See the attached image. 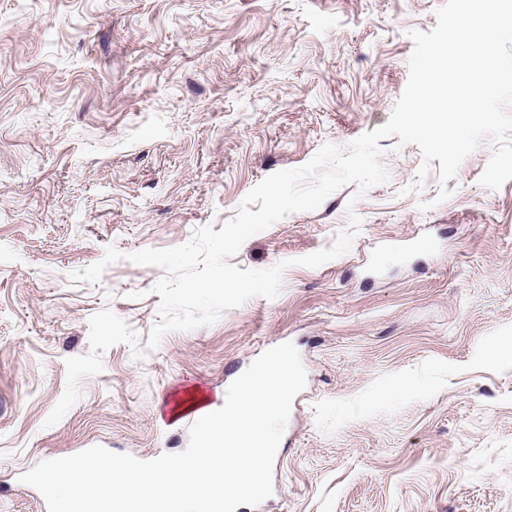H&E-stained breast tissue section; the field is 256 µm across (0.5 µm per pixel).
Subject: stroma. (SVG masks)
Instances as JSON below:
<instances>
[{
    "mask_svg": "<svg viewBox=\"0 0 512 512\" xmlns=\"http://www.w3.org/2000/svg\"><path fill=\"white\" fill-rule=\"evenodd\" d=\"M444 0H0V512H48L20 477L92 446L183 451L193 394L290 342L306 369L273 493L239 512H512V180L479 183L483 141L417 185V145L381 139L386 183L355 185L248 238L229 262L282 261L280 294L118 344L54 426L65 361L111 310L141 339L164 269L129 261L221 230L249 191L384 125L412 31ZM451 197L436 203L441 187ZM434 201L421 211L419 201ZM349 252L316 268L350 214ZM99 283L71 284L108 246Z\"/></svg>",
    "mask_w": 512,
    "mask_h": 512,
    "instance_id": "stroma-1",
    "label": "stroma"
}]
</instances>
